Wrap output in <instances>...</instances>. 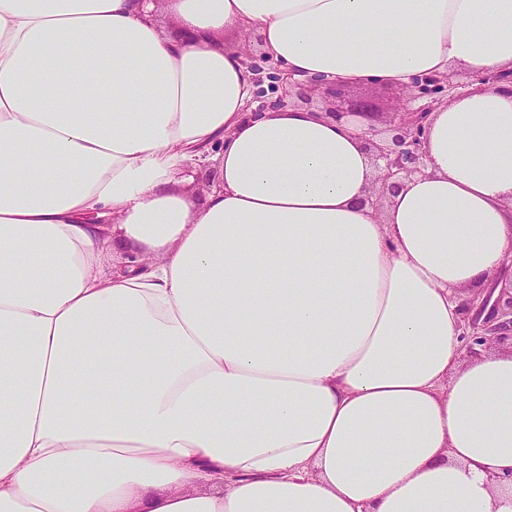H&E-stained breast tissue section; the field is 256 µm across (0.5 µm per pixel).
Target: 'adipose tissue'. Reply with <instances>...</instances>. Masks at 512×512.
Returning <instances> with one entry per match:
<instances>
[{
  "label": "adipose tissue",
  "mask_w": 512,
  "mask_h": 512,
  "mask_svg": "<svg viewBox=\"0 0 512 512\" xmlns=\"http://www.w3.org/2000/svg\"><path fill=\"white\" fill-rule=\"evenodd\" d=\"M167 9L192 39L0 0V512H512V353L460 361L461 291L512 260V91L437 106L377 212L361 125L248 112L219 40L399 89L512 70V0ZM209 170L213 171V174H207L208 177L211 176V180L214 179L212 186L205 188L202 186V180L205 181V173ZM203 178V179H202ZM218 173L215 167L212 165L206 167H188L185 168L178 177L177 188L181 191H186L191 194H194L196 199H202L204 195L217 183Z\"/></svg>",
  "instance_id": "1"
}]
</instances>
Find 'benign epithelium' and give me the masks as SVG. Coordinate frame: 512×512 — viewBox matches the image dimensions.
Here are the masks:
<instances>
[{
    "instance_id": "benign-epithelium-1",
    "label": "benign epithelium",
    "mask_w": 512,
    "mask_h": 512,
    "mask_svg": "<svg viewBox=\"0 0 512 512\" xmlns=\"http://www.w3.org/2000/svg\"><path fill=\"white\" fill-rule=\"evenodd\" d=\"M457 76V70L443 75L418 76L397 90L399 107L391 113L384 137L378 136L372 124L377 112L369 99L350 100L326 113L338 122L369 121L363 131L364 147L371 153L381 175L378 197L370 194L364 202L377 209L386 193L396 192L404 179L424 172L428 116L442 104L439 95L445 93L450 98L463 86L456 81ZM319 84L325 86L327 93L342 97L343 86L336 82L313 78L295 81L289 76L285 77V96L306 100ZM462 321V335L470 338L471 355L477 356L483 350L505 342L512 346V278L500 274L468 299L462 306Z\"/></svg>"
}]
</instances>
